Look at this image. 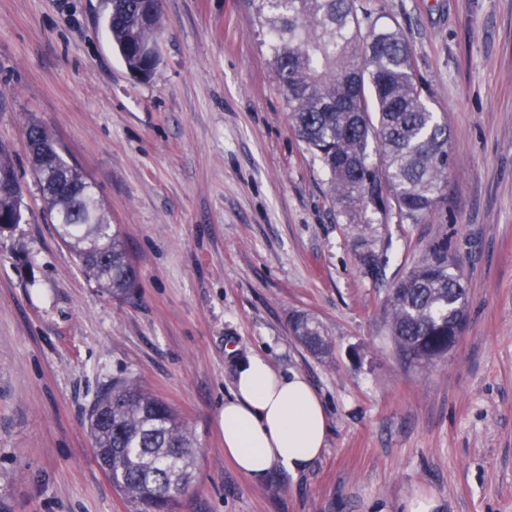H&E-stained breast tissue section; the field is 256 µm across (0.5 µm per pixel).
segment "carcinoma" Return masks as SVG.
Listing matches in <instances>:
<instances>
[{"label": "carcinoma", "instance_id": "cac0c4a2", "mask_svg": "<svg viewBox=\"0 0 512 512\" xmlns=\"http://www.w3.org/2000/svg\"><path fill=\"white\" fill-rule=\"evenodd\" d=\"M268 36L269 64L288 106L290 126L318 162L339 215L359 240L364 275L379 280L388 263L375 246V220L390 214L421 223L447 187L450 130L431 106L412 50L399 29L379 23L358 0H248ZM112 45L130 75L154 74V0H106ZM33 170L59 239L81 271L120 301L138 279L91 183L58 152L39 122L26 127ZM0 180H16L0 145ZM21 193L0 195V216L21 223ZM468 283L441 242L399 279L385 301L388 333L405 364L429 367L462 334ZM291 334L311 354L331 344L322 323L302 312ZM93 450L119 495L136 512H175L189 487L197 443L192 429L136 379L115 378L88 413Z\"/></svg>", "mask_w": 512, "mask_h": 512}]
</instances>
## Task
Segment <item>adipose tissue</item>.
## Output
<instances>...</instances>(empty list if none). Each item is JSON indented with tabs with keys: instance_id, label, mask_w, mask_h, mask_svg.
Instances as JSON below:
<instances>
[{
	"instance_id": "1",
	"label": "adipose tissue",
	"mask_w": 512,
	"mask_h": 512,
	"mask_svg": "<svg viewBox=\"0 0 512 512\" xmlns=\"http://www.w3.org/2000/svg\"><path fill=\"white\" fill-rule=\"evenodd\" d=\"M221 419L225 455L254 480L278 467L297 472L326 448L328 416L309 380L280 376L256 354L240 362Z\"/></svg>"
}]
</instances>
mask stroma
I'll return each mask as SVG.
<instances>
[{
	"label": "stroma",
	"mask_w": 512,
	"mask_h": 512,
	"mask_svg": "<svg viewBox=\"0 0 512 512\" xmlns=\"http://www.w3.org/2000/svg\"><path fill=\"white\" fill-rule=\"evenodd\" d=\"M399 28L452 130L448 186L419 224L381 228L386 277L364 276L317 162L292 133L246 0H162L159 63L132 78L102 0H0V144L24 219L0 231V512H131L94 460L87 414L132 378L193 429L176 512H512V0H360ZM47 126L93 184L138 272L112 299L57 237L25 146ZM468 279L447 358L403 364L392 285L438 241ZM326 328L328 357L288 319ZM263 355L321 396L323 454L262 481L224 454L238 364ZM291 334L311 354L325 356L331 344L322 323L314 316L302 312L291 317Z\"/></svg>",
	"instance_id": "35a3bbf8"
}]
</instances>
